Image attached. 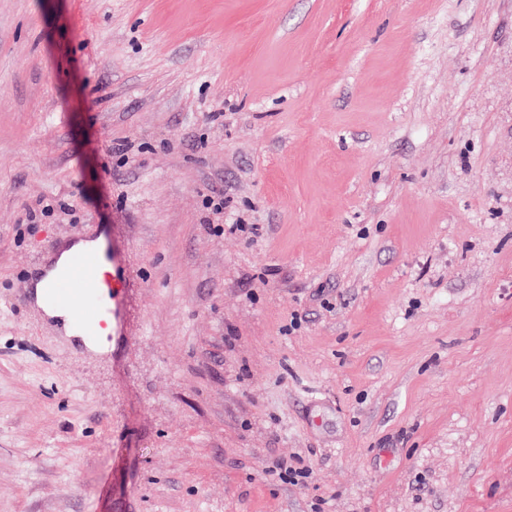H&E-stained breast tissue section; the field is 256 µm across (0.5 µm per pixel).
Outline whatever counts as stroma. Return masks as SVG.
I'll list each match as a JSON object with an SVG mask.
<instances>
[{
	"instance_id": "obj_1",
	"label": "stroma",
	"mask_w": 512,
	"mask_h": 512,
	"mask_svg": "<svg viewBox=\"0 0 512 512\" xmlns=\"http://www.w3.org/2000/svg\"><path fill=\"white\" fill-rule=\"evenodd\" d=\"M0 512H512V0H0ZM96 246L88 243L73 247L61 253L56 261V268L60 272L66 271L68 258L76 250H89L74 255L70 270L62 275L53 272V267L44 273L46 283L43 288V301L48 308L68 309L73 317V326L87 336H99V328H103L114 318L116 309L106 304L101 297L103 274L107 268H101L98 274L100 255ZM101 277V278H100ZM98 300L96 308H91L90 301Z\"/></svg>"
}]
</instances>
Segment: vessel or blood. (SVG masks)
I'll list each match as a JSON object with an SVG mask.
<instances>
[{"mask_svg":"<svg viewBox=\"0 0 512 512\" xmlns=\"http://www.w3.org/2000/svg\"><path fill=\"white\" fill-rule=\"evenodd\" d=\"M101 258L98 252L87 251L73 256L70 270L60 274L46 271L43 301L52 309L70 310L73 326L88 336L98 335L116 311L101 302L103 287H116V279L102 281L98 271Z\"/></svg>","mask_w":512,"mask_h":512,"instance_id":"vessel-or-blood-1","label":"vessel or blood"}]
</instances>
